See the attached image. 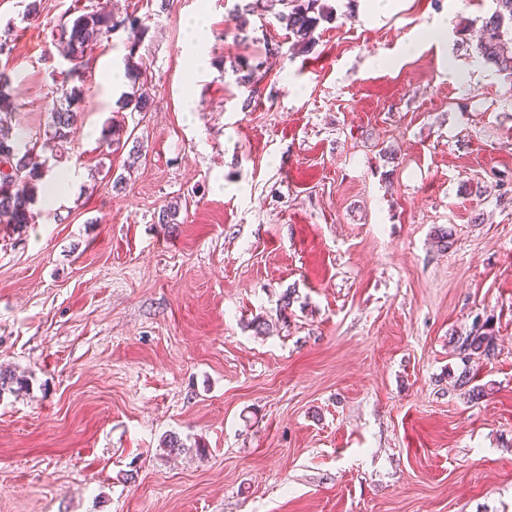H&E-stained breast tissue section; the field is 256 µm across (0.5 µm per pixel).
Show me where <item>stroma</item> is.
<instances>
[{
  "label": "stroma",
  "instance_id": "stroma-1",
  "mask_svg": "<svg viewBox=\"0 0 512 512\" xmlns=\"http://www.w3.org/2000/svg\"><path fill=\"white\" fill-rule=\"evenodd\" d=\"M322 2L304 52L274 0H102L146 32L86 55L46 174L72 188L0 224V365L26 382L0 394V512H512V79L460 35L492 2ZM74 4L0 0L14 132L48 128ZM129 57L150 111L121 106ZM479 315L472 401L448 374ZM455 349L461 365L457 369L458 375L453 376L454 387L459 390H466L471 400H478L485 396V387L472 385L475 380L473 368L470 366L473 359L491 362L496 357L497 343L496 333L493 326V319L475 318L469 331L457 335Z\"/></svg>",
  "mask_w": 512,
  "mask_h": 512
}]
</instances>
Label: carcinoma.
Instances as JSON below:
<instances>
[{
	"label": "carcinoma",
	"mask_w": 512,
	"mask_h": 512,
	"mask_svg": "<svg viewBox=\"0 0 512 512\" xmlns=\"http://www.w3.org/2000/svg\"><path fill=\"white\" fill-rule=\"evenodd\" d=\"M277 2L284 8L279 17L287 23L294 45L305 49L312 46L320 22L331 16L325 5L321 0ZM472 23L480 25L476 57L512 78V0H492L490 13ZM118 24L129 31L130 39L127 75L133 86L125 93L124 106L133 112L150 111L149 98L136 88L142 72L139 64L132 61L136 45L145 32L142 21L132 14L117 19L92 5L76 8V16L65 20L58 33L62 55L73 62V66L66 72L61 96L53 101L49 137L42 142H25L14 136L0 119V224H28L33 220L31 207L47 171L46 152L52 141L69 138L81 117L86 52ZM455 349L461 365L458 375L454 376V387L465 391L470 399L478 400L485 396V389L473 384L475 374L471 363L475 359L486 362L495 359L497 343L493 319L475 318L469 331L457 335Z\"/></svg>",
	"instance_id": "carcinoma-1"
}]
</instances>
